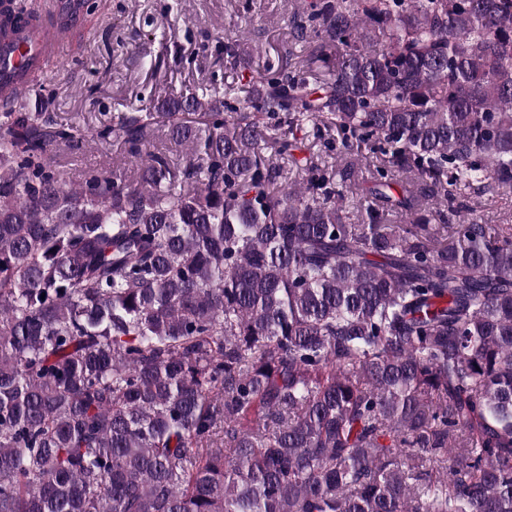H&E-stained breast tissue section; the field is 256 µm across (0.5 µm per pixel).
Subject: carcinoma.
<instances>
[{
	"instance_id": "obj_1",
	"label": "carcinoma",
	"mask_w": 512,
	"mask_h": 512,
	"mask_svg": "<svg viewBox=\"0 0 512 512\" xmlns=\"http://www.w3.org/2000/svg\"><path fill=\"white\" fill-rule=\"evenodd\" d=\"M298 31L241 108L101 127L134 185L66 180L84 139L0 102V512H512V225L456 194L512 192V0H309ZM308 125L382 156L356 212Z\"/></svg>"
}]
</instances>
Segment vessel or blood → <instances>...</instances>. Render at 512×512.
Wrapping results in <instances>:
<instances>
[{"label": "vessel or blood", "instance_id": "1", "mask_svg": "<svg viewBox=\"0 0 512 512\" xmlns=\"http://www.w3.org/2000/svg\"><path fill=\"white\" fill-rule=\"evenodd\" d=\"M57 48V27L29 18L0 32V98L13 99Z\"/></svg>", "mask_w": 512, "mask_h": 512}]
</instances>
